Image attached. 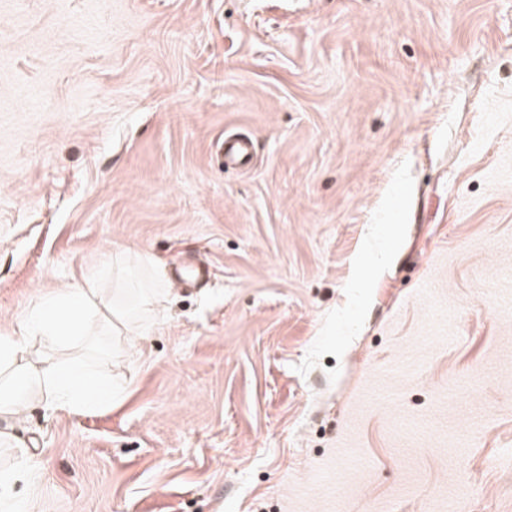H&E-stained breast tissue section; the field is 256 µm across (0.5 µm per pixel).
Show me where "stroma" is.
I'll return each mask as SVG.
<instances>
[{
    "mask_svg": "<svg viewBox=\"0 0 512 512\" xmlns=\"http://www.w3.org/2000/svg\"><path fill=\"white\" fill-rule=\"evenodd\" d=\"M118 256L27 512H512V0H0V332ZM252 141L244 136L231 135L224 139V166L245 167L252 157Z\"/></svg>",
    "mask_w": 512,
    "mask_h": 512,
    "instance_id": "stroma-1",
    "label": "stroma"
}]
</instances>
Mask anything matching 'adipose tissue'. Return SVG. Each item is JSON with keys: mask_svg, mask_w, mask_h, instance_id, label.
<instances>
[{"mask_svg": "<svg viewBox=\"0 0 512 512\" xmlns=\"http://www.w3.org/2000/svg\"><path fill=\"white\" fill-rule=\"evenodd\" d=\"M111 280L112 291L101 283ZM163 285L139 287L120 270L101 268L67 288L38 298L29 311L0 333V419L18 418L31 407L80 412L112 405L107 376L57 359L58 350L99 336L117 346L148 335L150 326L139 314L155 306ZM0 445L12 448L14 466L0 470V501H12L18 484L39 478L42 463L19 447L16 437L0 432Z\"/></svg>", "mask_w": 512, "mask_h": 512, "instance_id": "1", "label": "adipose tissue"}]
</instances>
